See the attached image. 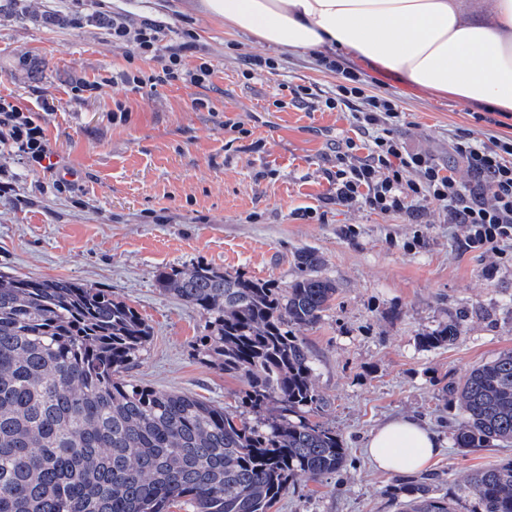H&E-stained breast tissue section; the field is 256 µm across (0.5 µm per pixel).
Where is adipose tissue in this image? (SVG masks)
<instances>
[{
	"label": "adipose tissue",
	"mask_w": 512,
	"mask_h": 512,
	"mask_svg": "<svg viewBox=\"0 0 512 512\" xmlns=\"http://www.w3.org/2000/svg\"><path fill=\"white\" fill-rule=\"evenodd\" d=\"M227 28L291 52H343L400 80L512 110V0H200ZM442 448L423 421L394 418L364 450L381 471L416 474Z\"/></svg>",
	"instance_id": "ef3b65f1"
}]
</instances>
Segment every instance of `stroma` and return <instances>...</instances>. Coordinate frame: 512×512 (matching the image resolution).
<instances>
[{"label":"stroma","instance_id":"1","mask_svg":"<svg viewBox=\"0 0 512 512\" xmlns=\"http://www.w3.org/2000/svg\"><path fill=\"white\" fill-rule=\"evenodd\" d=\"M188 0H105L107 10L148 15L194 30L213 61V111H194L193 90L163 87L123 97L113 71L128 51L113 46L95 22L73 29L51 22L70 0H0V95L35 107L55 99L47 136L71 175L59 184L16 156L0 155V272L69 277L135 307L153 329L132 379L236 408L241 380L196 358L204 320L154 286L156 271L202 261L286 284L299 274L298 252L323 258L320 276L336 299L323 319L297 329L314 362L326 404L318 419L343 439L344 470L319 480L297 476L271 512H403L394 491L402 476L376 470L362 448L381 423L413 415L443 442L425 473L437 494L467 487L472 473L512 459V447L454 446L448 425L457 407L442 388L473 366L512 348V242L472 250L468 228L430 207L422 223L404 215L330 202L325 175L337 144L351 134L348 112H309L290 89L325 94L336 85L314 55L292 54ZM272 58L273 75L245 78L246 58ZM372 91L394 94L406 116L404 145L448 162V136L482 133L483 105L399 80L362 60ZM97 83L79 98L78 82ZM127 99V121L111 122ZM248 129V136L231 129ZM462 333L422 349L418 338L448 319Z\"/></svg>","mask_w":512,"mask_h":512}]
</instances>
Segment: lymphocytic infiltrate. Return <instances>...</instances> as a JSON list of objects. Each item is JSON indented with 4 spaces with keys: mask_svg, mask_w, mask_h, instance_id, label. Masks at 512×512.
Instances as JSON below:
<instances>
[{
    "mask_svg": "<svg viewBox=\"0 0 512 512\" xmlns=\"http://www.w3.org/2000/svg\"><path fill=\"white\" fill-rule=\"evenodd\" d=\"M113 45L129 49L131 58L153 62L151 71L128 67L112 82L124 97L157 92L164 86L199 89L192 100L195 110L211 109L205 91L212 85L215 70L209 57L197 53L195 34L147 16L132 19L128 14L101 11ZM318 63L334 72V90L315 98L306 86L291 91L293 106L317 107L322 111L350 110L353 135L336 148V170L329 176L334 185V203L363 205L381 214H403L419 220L428 206L448 212L453 224L469 227L467 244L496 249L512 238V137H475L460 130L448 143L451 154L464 164L469 178L460 180L452 166L439 163L429 154L405 149L396 135L403 124V111L394 95L378 96L366 90L362 74L341 57L322 56ZM116 101L113 121H126L128 106ZM55 102L42 100L36 108L23 106L12 97L0 96V153L26 160L42 171L56 172L59 164L46 134L44 114L56 111Z\"/></svg>",
    "mask_w": 512,
    "mask_h": 512,
    "instance_id": "f902f5d3",
    "label": "lymphocytic infiltrate"
}]
</instances>
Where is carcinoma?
<instances>
[{
  "label": "carcinoma",
  "mask_w": 512,
  "mask_h": 512,
  "mask_svg": "<svg viewBox=\"0 0 512 512\" xmlns=\"http://www.w3.org/2000/svg\"><path fill=\"white\" fill-rule=\"evenodd\" d=\"M301 275L269 279L197 262L156 275L161 291L205 318L195 356L245 383L241 411L128 377L149 324L112 294L71 278L0 273V512H270L305 474L339 473L347 448L310 420L324 406L309 349L294 333L336 299L322 259L296 256ZM449 321L419 337L454 342ZM458 398V448L512 444V349L472 367ZM472 512H512V460L473 474ZM408 512H453L425 481L401 487Z\"/></svg>",
  "instance_id": "cac0c4a2"
}]
</instances>
